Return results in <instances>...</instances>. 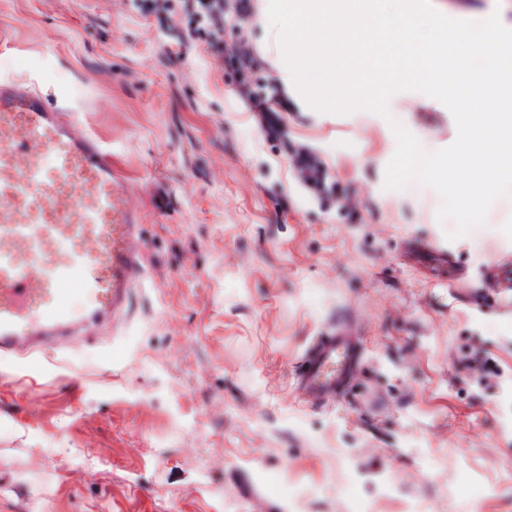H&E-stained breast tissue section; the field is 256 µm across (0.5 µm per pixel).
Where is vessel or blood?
Masks as SVG:
<instances>
[{
    "instance_id": "1",
    "label": "vessel or blood",
    "mask_w": 512,
    "mask_h": 512,
    "mask_svg": "<svg viewBox=\"0 0 512 512\" xmlns=\"http://www.w3.org/2000/svg\"><path fill=\"white\" fill-rule=\"evenodd\" d=\"M137 231L102 141L28 83L0 79V357L117 316L142 275L129 247ZM357 360L353 331L333 326L297 381L324 398L346 386Z\"/></svg>"
}]
</instances>
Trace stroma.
Instances as JSON below:
<instances>
[{
    "label": "stroma",
    "mask_w": 512,
    "mask_h": 512,
    "mask_svg": "<svg viewBox=\"0 0 512 512\" xmlns=\"http://www.w3.org/2000/svg\"><path fill=\"white\" fill-rule=\"evenodd\" d=\"M432 6L512 28V0ZM224 16L219 55L178 6L0 0V76L111 151L145 268L119 319L0 359V512H512V198L448 241L436 191L384 173L390 120L434 152L450 111L317 112ZM342 321L356 372L312 404L296 371Z\"/></svg>",
    "instance_id": "stroma-1"
}]
</instances>
